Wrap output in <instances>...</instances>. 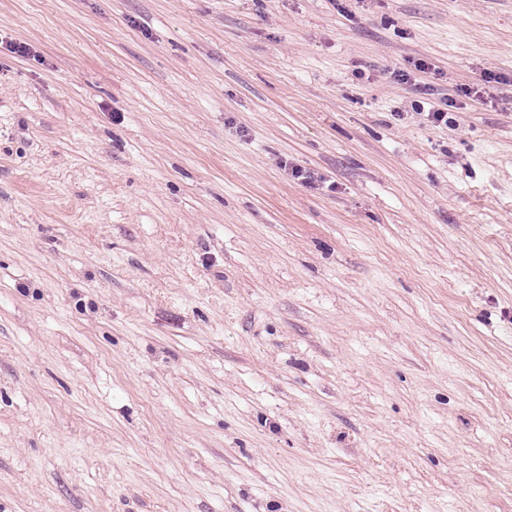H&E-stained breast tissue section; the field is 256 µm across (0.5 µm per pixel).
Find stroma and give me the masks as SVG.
Returning <instances> with one entry per match:
<instances>
[{
    "label": "stroma",
    "mask_w": 512,
    "mask_h": 512,
    "mask_svg": "<svg viewBox=\"0 0 512 512\" xmlns=\"http://www.w3.org/2000/svg\"><path fill=\"white\" fill-rule=\"evenodd\" d=\"M0 512H512V0H0Z\"/></svg>",
    "instance_id": "stroma-1"
}]
</instances>
